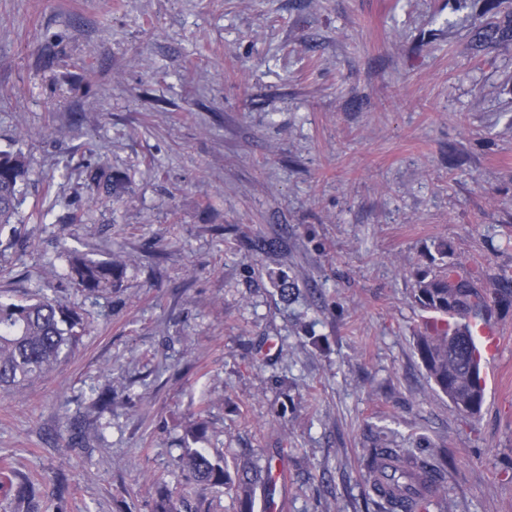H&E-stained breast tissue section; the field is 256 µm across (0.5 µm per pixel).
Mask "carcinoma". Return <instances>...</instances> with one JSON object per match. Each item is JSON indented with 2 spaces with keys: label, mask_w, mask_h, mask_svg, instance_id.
<instances>
[{
  "label": "carcinoma",
  "mask_w": 512,
  "mask_h": 512,
  "mask_svg": "<svg viewBox=\"0 0 512 512\" xmlns=\"http://www.w3.org/2000/svg\"><path fill=\"white\" fill-rule=\"evenodd\" d=\"M512 37V9L506 20L475 26L478 46ZM30 159L20 151H0V227L13 223L23 203L21 186L29 179ZM87 177L98 189L95 206L112 204L120 184L99 166H87ZM123 267L108 258L95 260L71 250L66 276L80 290L97 295L111 288ZM414 301L429 314L423 320L416 348L435 391L447 397L484 394L480 377L481 352L470 332V321H490L492 305L512 302V280L488 288L480 277L456 264L444 263L437 271L418 275ZM88 334L82 315L46 293L22 302H0V392L15 393L46 376L69 360ZM179 464L194 480L222 486L241 500L252 499L256 479L273 470L244 466L230 477L224 456L208 448H186ZM446 453L433 450L409 456L401 448L377 445L363 457L381 512H420L423 500L443 489ZM152 512H181L173 492H156Z\"/></svg>",
  "instance_id": "cac0c4a2"
}]
</instances>
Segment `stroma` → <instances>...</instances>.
Returning a JSON list of instances; mask_svg holds the SVG:
<instances>
[{"mask_svg": "<svg viewBox=\"0 0 512 512\" xmlns=\"http://www.w3.org/2000/svg\"><path fill=\"white\" fill-rule=\"evenodd\" d=\"M479 17L495 0H0V150L34 168L0 300L91 324L0 393V512H151L162 485L240 512L178 465L201 406L229 470L284 458L288 512H378L375 443L447 448L429 512H512V303L479 419L415 348L439 244L512 278V41L473 50ZM90 163L125 179L110 206ZM71 249L121 279L85 297Z\"/></svg>", "mask_w": 512, "mask_h": 512, "instance_id": "stroma-1", "label": "stroma"}]
</instances>
